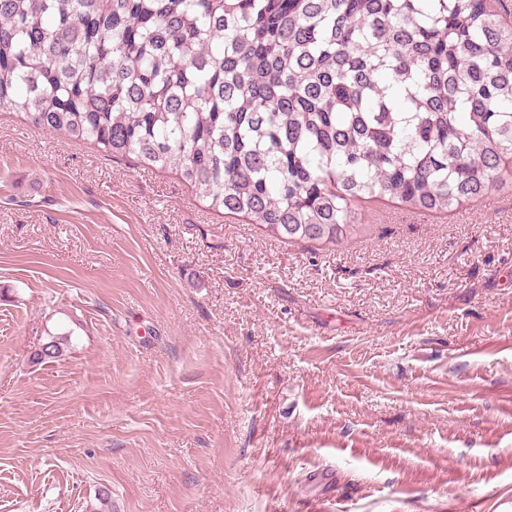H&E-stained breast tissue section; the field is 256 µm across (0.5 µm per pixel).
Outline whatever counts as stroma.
I'll use <instances>...</instances> for the list:
<instances>
[{
	"instance_id": "stroma-1",
	"label": "stroma",
	"mask_w": 512,
	"mask_h": 512,
	"mask_svg": "<svg viewBox=\"0 0 512 512\" xmlns=\"http://www.w3.org/2000/svg\"><path fill=\"white\" fill-rule=\"evenodd\" d=\"M355 220L288 242L0 112V512H512V190Z\"/></svg>"
}]
</instances>
